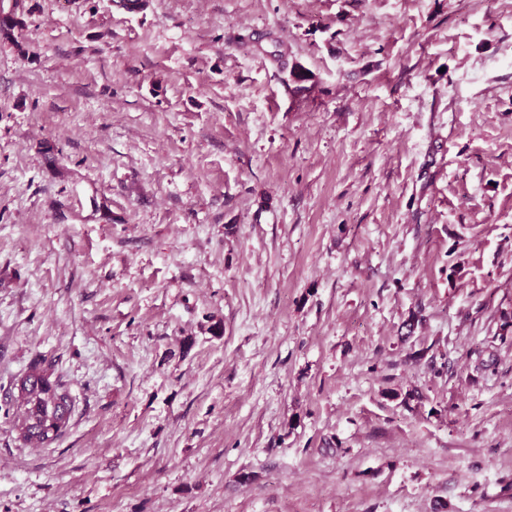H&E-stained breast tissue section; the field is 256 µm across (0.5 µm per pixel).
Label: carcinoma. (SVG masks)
Returning a JSON list of instances; mask_svg holds the SVG:
<instances>
[{
  "label": "carcinoma",
  "instance_id": "carcinoma-1",
  "mask_svg": "<svg viewBox=\"0 0 512 512\" xmlns=\"http://www.w3.org/2000/svg\"><path fill=\"white\" fill-rule=\"evenodd\" d=\"M22 20L15 9L0 11V33L11 34ZM19 398L25 405L19 430L26 442L49 444L60 438L69 422L73 400L63 384L37 366L21 378Z\"/></svg>",
  "mask_w": 512,
  "mask_h": 512
}]
</instances>
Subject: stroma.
<instances>
[{
	"instance_id": "obj_1",
	"label": "stroma",
	"mask_w": 512,
	"mask_h": 512,
	"mask_svg": "<svg viewBox=\"0 0 512 512\" xmlns=\"http://www.w3.org/2000/svg\"><path fill=\"white\" fill-rule=\"evenodd\" d=\"M142 3L0 34V512H512V0ZM18 392L26 406L18 420L24 441L49 444L60 438L73 408V400L63 384L51 380L45 369L34 366L21 378Z\"/></svg>"
}]
</instances>
